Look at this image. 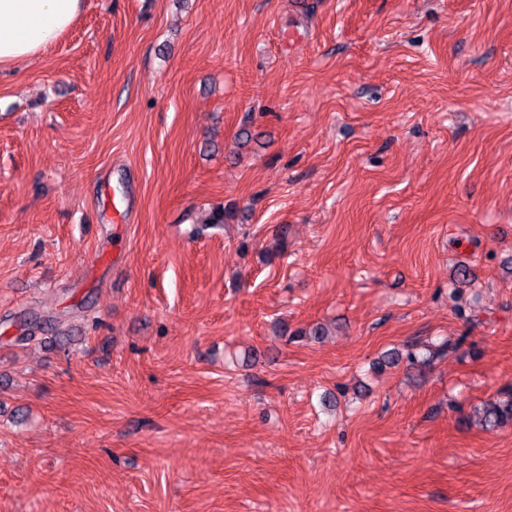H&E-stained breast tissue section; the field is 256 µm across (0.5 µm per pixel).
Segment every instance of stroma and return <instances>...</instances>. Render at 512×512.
I'll return each mask as SVG.
<instances>
[{
  "label": "stroma",
  "mask_w": 512,
  "mask_h": 512,
  "mask_svg": "<svg viewBox=\"0 0 512 512\" xmlns=\"http://www.w3.org/2000/svg\"><path fill=\"white\" fill-rule=\"evenodd\" d=\"M84 2L0 66V512H512V0ZM482 421L486 426L500 427L512 423V399L506 402L489 403L482 411Z\"/></svg>",
  "instance_id": "obj_1"
}]
</instances>
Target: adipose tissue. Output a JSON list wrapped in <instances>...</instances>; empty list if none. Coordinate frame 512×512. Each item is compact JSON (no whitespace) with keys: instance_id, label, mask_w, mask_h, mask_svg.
I'll use <instances>...</instances> for the list:
<instances>
[{"instance_id":"1","label":"adipose tissue","mask_w":512,"mask_h":512,"mask_svg":"<svg viewBox=\"0 0 512 512\" xmlns=\"http://www.w3.org/2000/svg\"><path fill=\"white\" fill-rule=\"evenodd\" d=\"M83 0H0V66L30 61L75 23Z\"/></svg>"}]
</instances>
